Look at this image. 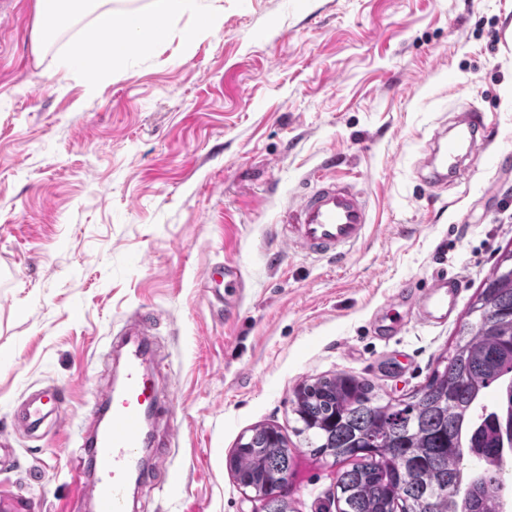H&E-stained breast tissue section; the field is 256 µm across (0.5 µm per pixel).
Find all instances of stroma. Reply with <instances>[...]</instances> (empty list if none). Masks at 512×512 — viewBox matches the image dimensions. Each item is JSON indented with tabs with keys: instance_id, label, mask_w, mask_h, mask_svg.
Wrapping results in <instances>:
<instances>
[{
	"instance_id": "1",
	"label": "stroma",
	"mask_w": 512,
	"mask_h": 512,
	"mask_svg": "<svg viewBox=\"0 0 512 512\" xmlns=\"http://www.w3.org/2000/svg\"><path fill=\"white\" fill-rule=\"evenodd\" d=\"M220 26L185 47L183 18L90 86L60 56L94 38L82 19L45 48L34 0L0 19V495L88 512L80 429L116 372L103 353L148 311L162 457L131 512H260L228 460L254 428L292 456L290 512H323L331 457L293 411L305 382L347 372L399 402L427 384L498 258L512 251V0H222ZM496 130L443 190L419 172L436 129L466 108ZM320 175L368 203L345 260L288 242L289 208ZM245 285L227 287L225 265ZM467 285L424 326L402 288L436 273ZM66 391L33 433L36 392Z\"/></svg>"
}]
</instances>
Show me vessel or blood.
I'll return each instance as SVG.
<instances>
[{"instance_id": "vessel-or-blood-1", "label": "vessel or blood", "mask_w": 512, "mask_h": 512, "mask_svg": "<svg viewBox=\"0 0 512 512\" xmlns=\"http://www.w3.org/2000/svg\"><path fill=\"white\" fill-rule=\"evenodd\" d=\"M453 126L455 132L445 137L439 164L433 165L425 178L431 187L443 188L449 181L461 178L463 147L490 140L494 132L486 113L478 110L458 113ZM291 213L296 240L307 252L339 259L353 252L369 222L364 197L333 180H317L311 190L300 196ZM463 286L462 277L433 276L413 294L418 318L429 325L448 319ZM153 322L152 313L142 312L123 327L122 333L127 337L124 381L119 391L106 396L110 422L82 443L94 477L82 485L81 492L93 500L96 512H128L126 486L132 478L145 476L142 461L148 442L143 420L147 411L157 409L159 389L155 375L142 368L141 338ZM64 400V391L44 392L26 404L21 419L27 425H37L44 417L45 402L60 404Z\"/></svg>"}]
</instances>
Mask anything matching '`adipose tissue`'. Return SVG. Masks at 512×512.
<instances>
[{
    "instance_id": "ef3b65f1",
    "label": "adipose tissue",
    "mask_w": 512,
    "mask_h": 512,
    "mask_svg": "<svg viewBox=\"0 0 512 512\" xmlns=\"http://www.w3.org/2000/svg\"><path fill=\"white\" fill-rule=\"evenodd\" d=\"M111 0H35V42L44 47L74 21L91 17L97 30L103 31L101 39L83 46L78 55L68 57L63 68H79L92 73L95 79L111 76L114 64L123 61L132 37L137 36L143 20H151V39L154 44L164 42L169 24L184 15L193 14L196 0H150L148 9L114 11Z\"/></svg>"
}]
</instances>
